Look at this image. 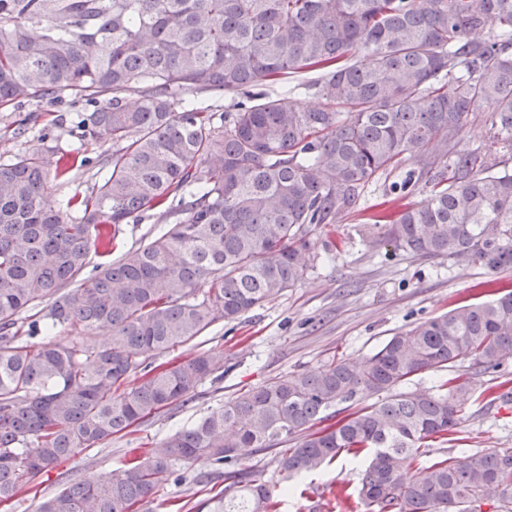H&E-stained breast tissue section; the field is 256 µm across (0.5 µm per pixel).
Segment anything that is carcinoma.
I'll list each match as a JSON object with an SVG mask.
<instances>
[{"mask_svg": "<svg viewBox=\"0 0 512 512\" xmlns=\"http://www.w3.org/2000/svg\"><path fill=\"white\" fill-rule=\"evenodd\" d=\"M320 72L304 108L264 86ZM201 94L234 100L217 114ZM78 99L91 158L52 147L0 162V503L62 461L184 402L224 369L212 350L152 360L296 287L366 184L412 165L425 200L361 231L371 245L512 269V167L460 145L487 108L512 150V0H0V112ZM101 183L66 210L49 192L76 166ZM158 236L114 257L121 224ZM104 262L86 272L90 253ZM61 329L67 343L52 341ZM107 341L93 340L96 332ZM512 359V291L224 402L142 460L46 496L37 512H130L174 465L275 451L281 488L247 472L197 512H270L276 491L342 452L364 455L367 512H512V448L416 467L459 432L470 400L429 370Z\"/></svg>", "mask_w": 512, "mask_h": 512, "instance_id": "carcinoma-1", "label": "carcinoma"}]
</instances>
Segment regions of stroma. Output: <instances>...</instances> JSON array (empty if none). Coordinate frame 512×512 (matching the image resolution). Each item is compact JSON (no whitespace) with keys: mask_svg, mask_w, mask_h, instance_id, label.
Masks as SVG:
<instances>
[{"mask_svg":"<svg viewBox=\"0 0 512 512\" xmlns=\"http://www.w3.org/2000/svg\"><path fill=\"white\" fill-rule=\"evenodd\" d=\"M85 103L64 106L62 122L47 126L42 106L26 105L35 119L24 135L1 139L0 161L43 148L42 134L54 146L69 152L83 150L96 156L111 152L108 143H81L76 116ZM488 111L475 113L461 133V143L486 154L489 160L512 165V151L494 143ZM405 169L385 173L367 186L356 207L342 221L323 229L320 238L335 242L315 269L297 287L241 321L219 323L188 346L176 348L174 357L207 350L224 354V375L205 379L187 403H173L125 435L95 445L39 477L37 491L21 490L11 508L0 512H36L39 499L88 477L108 478L140 449L155 448L169 435L190 426L202 415L219 409L224 401L276 377L312 370L334 359L364 361L394 333L465 304L492 296L484 270L462 267L442 258H410L371 247L358 234L375 216L394 213L420 202L429 192L425 184L411 191L395 190ZM473 397L467 403L461 431L447 442H426L421 464L441 456L473 454L494 448H512V412L495 397L501 385L512 380V360L501 371L465 368ZM365 468L364 460L341 454L316 473L296 478L297 490L279 496L277 512H347L337 498L341 488H355ZM224 466L200 459L182 469L179 481L164 484L150 503L151 512H168L175 503L181 512H194L197 503L223 491Z\"/></svg>","mask_w":512,"mask_h":512,"instance_id":"1","label":"stroma"}]
</instances>
